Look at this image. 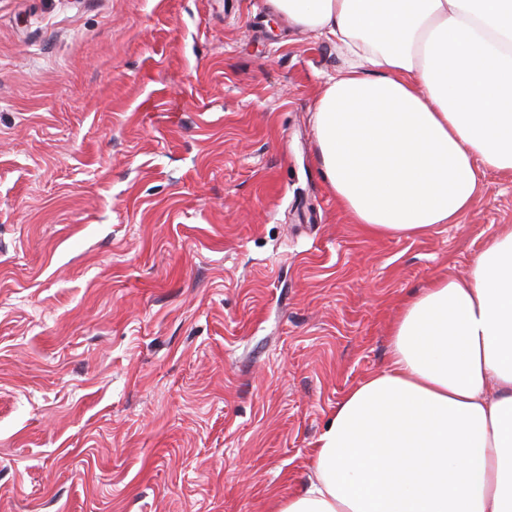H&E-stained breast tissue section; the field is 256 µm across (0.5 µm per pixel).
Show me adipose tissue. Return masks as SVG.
I'll return each instance as SVG.
<instances>
[{
  "label": "adipose tissue",
  "mask_w": 512,
  "mask_h": 512,
  "mask_svg": "<svg viewBox=\"0 0 512 512\" xmlns=\"http://www.w3.org/2000/svg\"><path fill=\"white\" fill-rule=\"evenodd\" d=\"M350 61L314 113L321 170L375 237L454 224L512 176V0H269ZM269 512H512V226L406 296L384 369Z\"/></svg>",
  "instance_id": "1"
}]
</instances>
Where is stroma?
<instances>
[{"mask_svg": "<svg viewBox=\"0 0 512 512\" xmlns=\"http://www.w3.org/2000/svg\"><path fill=\"white\" fill-rule=\"evenodd\" d=\"M340 50L268 0H0V512H267L404 295L512 225L371 237L316 158Z\"/></svg>", "mask_w": 512, "mask_h": 512, "instance_id": "35a3bbf8", "label": "stroma"}]
</instances>
